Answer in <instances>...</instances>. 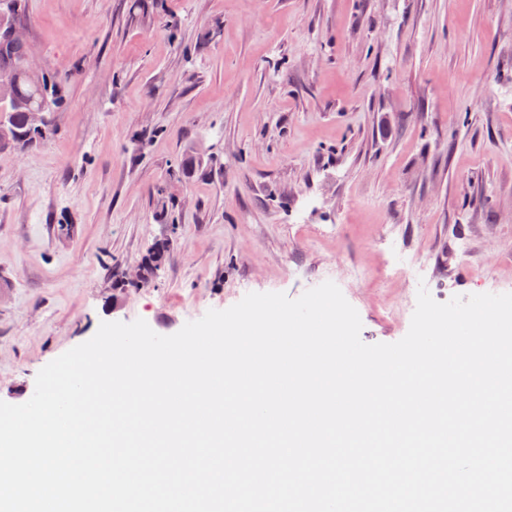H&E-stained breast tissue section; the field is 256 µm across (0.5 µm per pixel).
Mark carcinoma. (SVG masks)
Returning a JSON list of instances; mask_svg holds the SVG:
<instances>
[{
	"mask_svg": "<svg viewBox=\"0 0 512 512\" xmlns=\"http://www.w3.org/2000/svg\"><path fill=\"white\" fill-rule=\"evenodd\" d=\"M25 9L26 0H0V13L15 24L21 23ZM29 55V44H11L6 41L4 32L0 31V67L19 66ZM62 82L63 79L56 73L45 70L39 80L23 76L14 87L0 89V105L7 112L5 121L0 123V132L6 135L5 141L0 144L1 148L20 150L38 145L43 136L27 133L26 106L36 108L45 101L49 111L60 109L64 105ZM200 165V157L190 149L184 153L178 172L188 177L199 172ZM169 251L167 242L154 244L142 262L144 271L148 273L160 267L166 261Z\"/></svg>",
	"mask_w": 512,
	"mask_h": 512,
	"instance_id": "carcinoma-1",
	"label": "carcinoma"
}]
</instances>
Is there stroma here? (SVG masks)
Instances as JSON below:
<instances>
[{
  "label": "stroma",
  "mask_w": 512,
  "mask_h": 512,
  "mask_svg": "<svg viewBox=\"0 0 512 512\" xmlns=\"http://www.w3.org/2000/svg\"><path fill=\"white\" fill-rule=\"evenodd\" d=\"M23 24L67 81L48 138L0 152V401L101 322L171 335L352 263L368 344L410 328L399 255L440 303L512 284V0H27ZM160 184L174 245L107 311L167 231Z\"/></svg>",
  "instance_id": "stroma-1"
}]
</instances>
